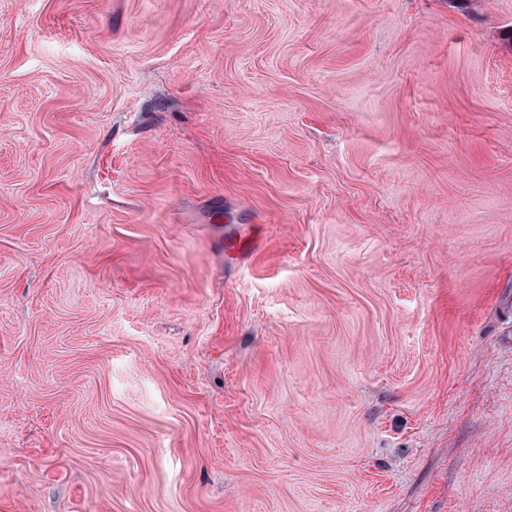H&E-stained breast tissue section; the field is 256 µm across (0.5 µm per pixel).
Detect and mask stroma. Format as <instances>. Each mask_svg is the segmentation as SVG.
I'll return each instance as SVG.
<instances>
[{
  "mask_svg": "<svg viewBox=\"0 0 512 512\" xmlns=\"http://www.w3.org/2000/svg\"><path fill=\"white\" fill-rule=\"evenodd\" d=\"M0 512H512V0H0Z\"/></svg>",
  "mask_w": 512,
  "mask_h": 512,
  "instance_id": "35a3bbf8",
  "label": "stroma"
}]
</instances>
